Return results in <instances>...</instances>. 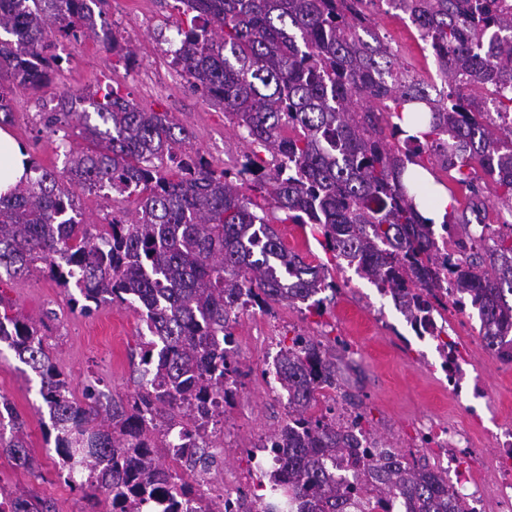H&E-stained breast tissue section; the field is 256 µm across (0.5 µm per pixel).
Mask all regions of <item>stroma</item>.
Returning a JSON list of instances; mask_svg holds the SVG:
<instances>
[{
	"instance_id": "obj_1",
	"label": "stroma",
	"mask_w": 512,
	"mask_h": 512,
	"mask_svg": "<svg viewBox=\"0 0 512 512\" xmlns=\"http://www.w3.org/2000/svg\"><path fill=\"white\" fill-rule=\"evenodd\" d=\"M107 12L118 40L135 48V65L125 67L90 40L64 44L59 49L64 59L62 73L39 92L15 97L13 120L7 126L10 134L43 165L62 169L60 141L46 128L57 96L65 90L86 95L110 86L130 95L144 110L162 113L170 122L187 127L192 137L183 144L181 155L203 156L217 171L237 165L248 145L225 119L223 109L191 92L170 64L169 48L178 28L187 24L175 0H108ZM372 18L380 33L390 39L403 67L421 77L435 72L434 58L410 21L381 5L373 9ZM137 205L134 194L94 191L81 199L83 218L95 234L114 215L133 213ZM267 215L275 221L288 248L309 263L329 267L339 290L320 316L285 303L272 304L266 311L251 308L241 313L233 329L234 353L246 377L225 409L223 434L213 437L217 443L230 438L231 446L224 451L223 467L211 472V483L218 485L236 476L244 486L252 485L254 478L247 466L250 449L286 419L271 398L264 371L278 344L298 333L322 341L340 357V386L320 395L322 407L334 408L337 418L345 419L342 396L350 394L365 415L362 427L369 437L429 465L446 464L448 438L436 434V427L465 433L471 425L464 404L448 393V378L435 342L419 340L392 301L380 296L375 285L354 268H336L320 235L284 222L282 211L271 208ZM0 297L13 310L47 324V345L74 393H81L84 385L95 379L110 397L139 388L138 353L149 333L133 308L104 302L91 313H80L72 308L69 292L39 270L22 280L1 282ZM446 318L450 338L469 349L467 376L479 377L492 394L486 426L492 430L512 426V363L500 361L485 348L475 311L451 309ZM38 388L39 381L29 367L10 354L0 359V398L25 417L35 460L30 471L14 466L0 454V494L23 490L49 504L51 512H92L83 492L58 476V457L45 441L49 415L41 410Z\"/></svg>"
}]
</instances>
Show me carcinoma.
<instances>
[{
	"label": "carcinoma",
	"mask_w": 512,
	"mask_h": 512,
	"mask_svg": "<svg viewBox=\"0 0 512 512\" xmlns=\"http://www.w3.org/2000/svg\"><path fill=\"white\" fill-rule=\"evenodd\" d=\"M177 2L190 22L177 31L172 64L268 158L246 153L217 173L202 157L177 158L185 127L110 87L89 100L66 91L48 128L78 121L85 147L66 151L61 173L29 158L31 176L0 196V281L24 279L40 262L57 285L78 288L72 307L128 304L152 336L139 354L141 391L109 399L94 380L78 400L41 328L0 313V345L40 380L60 474L99 494L93 507L103 512H172L190 491L185 480L162 479L176 462L169 436L206 433L199 410L224 381L238 383L231 344L242 309L288 301L320 314L336 298L327 267L286 247L257 214L263 207L241 191L247 181L285 220L317 231L336 267L389 286L412 329L450 304L475 308L485 347L512 363V232L484 222L487 197L473 176L479 169L499 185L495 204L512 215V0H385L430 46L436 77L427 80L401 67L372 27L379 0ZM106 3L0 0V124L11 121L13 95L53 81L64 41L92 38L135 61L106 26ZM404 112L428 125L422 138L403 136ZM432 159L469 191V213L456 216L452 205L442 223L459 228L446 253L420 211L419 184L404 181L407 165ZM104 181L140 201L93 234L79 219V194ZM338 372L336 355L310 336L280 348L270 374L288 395V420L254 447L288 449V470L262 473L260 512H354L353 487L330 466L354 447L363 415L352 400L344 421L331 408L311 413L318 392L339 387ZM0 448L15 466H32L25 420L6 401ZM357 478L384 508L463 512L444 474L377 443ZM9 502L15 512H49L22 491Z\"/></svg>",
	"instance_id": "cac0c4a2"
}]
</instances>
